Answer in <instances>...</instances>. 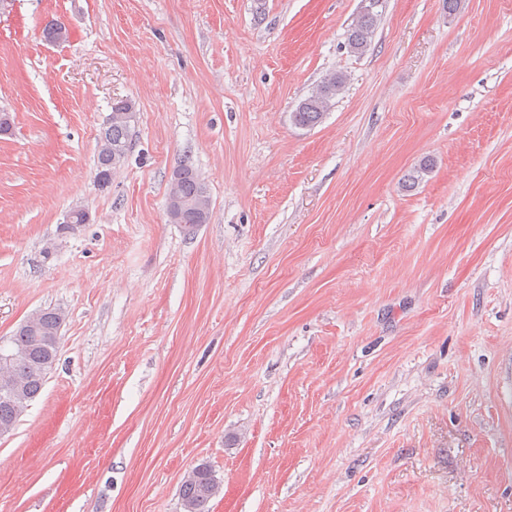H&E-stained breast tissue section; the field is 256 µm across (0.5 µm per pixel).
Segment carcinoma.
<instances>
[{
	"label": "carcinoma",
	"instance_id": "carcinoma-1",
	"mask_svg": "<svg viewBox=\"0 0 512 512\" xmlns=\"http://www.w3.org/2000/svg\"><path fill=\"white\" fill-rule=\"evenodd\" d=\"M378 20L373 4H365L347 29L346 47L350 52L363 54L371 46ZM344 78L333 74L321 81L291 113L292 123L299 128H313L320 124L325 114L334 105L336 96L343 88ZM136 117L135 105L129 99H118L112 103V111L103 128L111 150L98 151L96 169H104L113 163L125 162L131 149V131ZM173 174L177 176V194L182 202V217L178 223L188 230L210 220L211 200L206 185L194 166L186 161ZM55 310L45 309L41 322L35 331L18 330L9 343L23 356L14 362L16 374L27 380L24 394L26 401H32L41 391L49 369L54 364L60 347L61 336ZM206 467L185 478L181 484V498L185 512H206L205 502L216 494L215 486L209 483Z\"/></svg>",
	"mask_w": 512,
	"mask_h": 512
}]
</instances>
